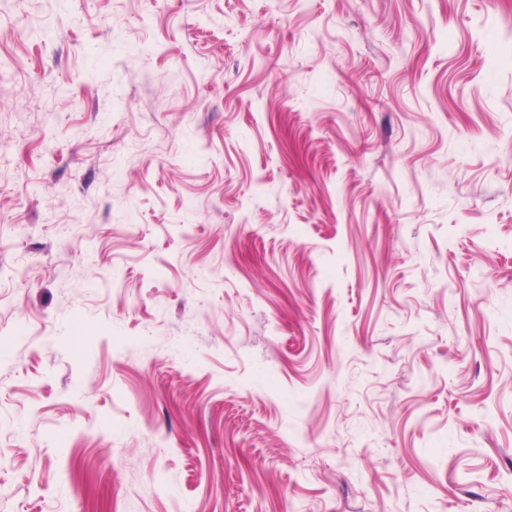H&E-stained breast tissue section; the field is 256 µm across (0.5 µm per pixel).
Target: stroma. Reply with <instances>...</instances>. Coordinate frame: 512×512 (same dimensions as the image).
<instances>
[{
    "mask_svg": "<svg viewBox=\"0 0 512 512\" xmlns=\"http://www.w3.org/2000/svg\"><path fill=\"white\" fill-rule=\"evenodd\" d=\"M0 512H512V0H0Z\"/></svg>",
    "mask_w": 512,
    "mask_h": 512,
    "instance_id": "stroma-1",
    "label": "stroma"
}]
</instances>
